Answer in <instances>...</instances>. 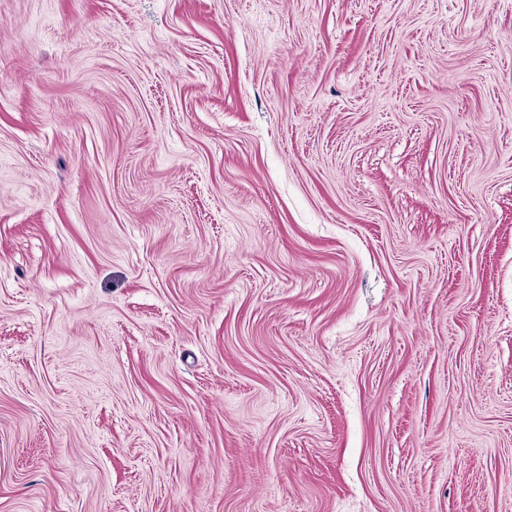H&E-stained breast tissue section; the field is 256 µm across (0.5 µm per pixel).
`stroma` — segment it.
<instances>
[{
    "mask_svg": "<svg viewBox=\"0 0 512 512\" xmlns=\"http://www.w3.org/2000/svg\"><path fill=\"white\" fill-rule=\"evenodd\" d=\"M0 512H512V0H0Z\"/></svg>",
    "mask_w": 512,
    "mask_h": 512,
    "instance_id": "1",
    "label": "stroma"
}]
</instances>
